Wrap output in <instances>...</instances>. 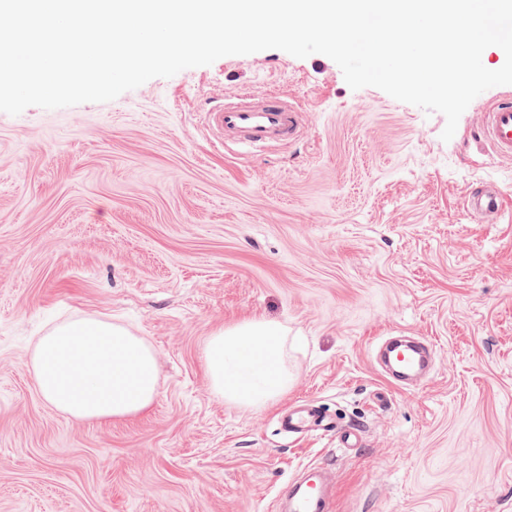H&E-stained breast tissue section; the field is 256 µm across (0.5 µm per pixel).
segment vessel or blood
Returning <instances> with one entry per match:
<instances>
[{"label": "vessel or blood", "mask_w": 512, "mask_h": 512, "mask_svg": "<svg viewBox=\"0 0 512 512\" xmlns=\"http://www.w3.org/2000/svg\"><path fill=\"white\" fill-rule=\"evenodd\" d=\"M204 123L212 135L223 143L247 148H265L298 139L305 127L302 108L278 96H238L224 105L204 109ZM482 138L493 153L512 159V100L492 102L480 129ZM507 189L487 183L471 191L464 200L467 213L482 221H497L505 213ZM384 356L389 373L405 383L420 376L428 367L431 347L425 342L385 341ZM279 426L288 435L323 430L336 435L339 447L353 448L359 441L357 429L332 421L318 407L295 404L279 416ZM337 472L325 465H309L303 477L290 481L280 497L288 501L287 512H336Z\"/></svg>", "instance_id": "1"}]
</instances>
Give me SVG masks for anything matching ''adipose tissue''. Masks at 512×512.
<instances>
[{"label":"adipose tissue","instance_id":"1","mask_svg":"<svg viewBox=\"0 0 512 512\" xmlns=\"http://www.w3.org/2000/svg\"><path fill=\"white\" fill-rule=\"evenodd\" d=\"M214 395L261 410L287 393L288 331L246 320L214 331L203 345ZM34 380L58 412L79 420H121L146 411L157 394V359L143 337L119 323L78 316L41 336Z\"/></svg>","mask_w":512,"mask_h":512}]
</instances>
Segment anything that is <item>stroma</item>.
Here are the masks:
<instances>
[{"instance_id": "35a3bbf8", "label": "stroma", "mask_w": 512, "mask_h": 512, "mask_svg": "<svg viewBox=\"0 0 512 512\" xmlns=\"http://www.w3.org/2000/svg\"><path fill=\"white\" fill-rule=\"evenodd\" d=\"M242 93L288 96L305 132L214 140L202 107ZM503 94L445 142L444 115L268 49L108 102L0 112V512H273L312 463L336 469L340 512H512V221L463 210L472 188L512 186L480 138ZM78 315L151 344L146 412L83 421L41 398L34 346ZM246 318L299 339L292 386L260 411L217 399L201 354ZM394 333L432 345L424 382L377 365ZM300 402L359 447L282 434Z\"/></svg>"}]
</instances>
